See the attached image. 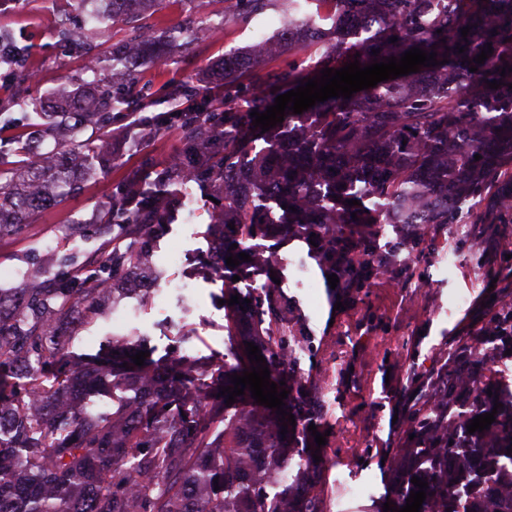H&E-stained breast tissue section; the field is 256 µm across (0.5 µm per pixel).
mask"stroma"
Masks as SVG:
<instances>
[{"instance_id":"obj_1","label":"stroma","mask_w":512,"mask_h":512,"mask_svg":"<svg viewBox=\"0 0 512 512\" xmlns=\"http://www.w3.org/2000/svg\"><path fill=\"white\" fill-rule=\"evenodd\" d=\"M287 13L288 0H271L251 16L230 0H211L201 10L191 0H158L151 18L155 33L165 36L180 28L188 31V38L167 60L135 71L137 85L157 88L158 93L130 95L120 104L113 126L114 163L93 176L75 168L73 197L46 209L20 233L0 238V292H13L38 271L53 277L65 266L84 270L95 265L112 239L111 226L100 222L101 213L113 205L127 206L121 187L129 175L165 189L175 198L174 217L152 229L149 247L160 282L191 279L188 297L165 294L122 324L114 323L111 306H104L95 318L72 324V354L93 355L111 339L126 337L162 365L182 352L188 335L194 343L191 355L201 366L218 362L229 370L247 362V343L267 350L265 329L279 326L288 341L307 347L298 364L279 372L288 393L284 408L295 416L284 456L293 465L314 461L323 512H384V503L397 502L406 474L416 473L423 480L429 476L422 459L411 453L415 413L438 401L467 414L495 405L494 398L450 389L448 377L471 372L473 357L464 350L449 356L448 339L485 309L504 307L505 288L493 285L492 273L477 259L481 245L496 243L503 254L499 268L512 270V223L487 219L483 207L463 200L459 223L422 225L413 246L399 247L402 225H369L374 265L363 271V288L348 296L343 310L336 309L337 293L329 285L327 269L303 233H284L279 224L266 225L243 243L254 258L243 276L257 278L258 287L232 285L230 269L223 279L213 280L204 238L221 207L209 200L205 184L172 174L169 164L182 147L176 115L189 103L161 94L159 88L187 81L213 104L241 110L258 94L282 91L280 76L288 67L284 55L255 61L230 85L215 79L214 70L225 53L280 30ZM63 22L87 26L91 19L74 0H27L21 9L10 2L0 6V31L34 50L35 88L47 105L64 80L95 93L111 89L112 53L125 38L120 31L76 49L61 36ZM89 54L97 61L92 74L84 64ZM147 116H161L165 122L158 128L140 126ZM13 124L23 141L1 139V153L14 155L24 145L42 153L56 148L48 115L18 111ZM131 137L140 140V148H129ZM188 199L195 203L191 217L183 209ZM173 250L184 253L182 263L171 264ZM447 252L454 253L455 265L444 262ZM287 258L304 264L317 287L309 298L295 288L277 290L274 308H267L260 302L267 294L263 284L287 276ZM235 294L251 299V309L231 304ZM317 431L325 434V445L316 444ZM345 484H365L369 490L346 498L341 492Z\"/></svg>"}]
</instances>
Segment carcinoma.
<instances>
[{"instance_id": "obj_1", "label": "carcinoma", "mask_w": 512, "mask_h": 512, "mask_svg": "<svg viewBox=\"0 0 512 512\" xmlns=\"http://www.w3.org/2000/svg\"><path fill=\"white\" fill-rule=\"evenodd\" d=\"M94 16L110 23L96 28L104 34L136 15L143 20L126 43L134 44L112 64V75L127 76L137 66L156 63L160 52L180 36L159 39L147 22L157 0H79ZM334 9V37L323 40L320 30L299 19L288 0V21L269 46L235 51L224 57V82L232 83L248 70L251 56L296 55L305 48L323 49L303 72L288 63L282 82L293 90L328 67L340 69L359 60L369 65L399 58L413 47L437 52L439 64L419 72L382 81L348 99L332 97L295 114L267 132L252 124L250 112H220L206 98H197L189 85L169 93L195 100L178 115L183 134V163H171L182 177L207 182L224 193V212L215 218L223 257H236L242 239L267 224L259 206L238 198L231 175L250 173L259 193L286 206L288 225L299 224L316 234V250L326 267L336 266V234L357 233L352 224H377V218L355 211L346 200L375 197L383 202L387 224H456L457 201L491 203L496 214L512 204V0H321ZM470 27L467 37L461 29ZM357 35L355 42L348 38ZM397 37L391 42V37ZM493 48L485 62H474L482 50ZM380 50L373 56L374 50ZM32 48H19L0 32V65L17 70L24 88L11 105L40 112L42 98L28 84L33 74L28 61ZM448 60L442 65L440 61ZM478 71H470V67ZM500 82L497 89L488 83ZM85 98L67 84L59 87L58 114L63 126L59 146L70 161L96 170V163L115 160L112 124L116 100L101 98L96 111L84 112ZM99 135L80 139L87 119ZM253 135L271 142L288 136V158L256 155L239 165L244 143ZM480 155L482 159L475 160ZM75 187L67 172L48 164L42 154L11 162L0 156V235L32 224L45 209L68 200ZM126 195L140 201L136 209H109L106 225L117 227L112 246L94 275L66 271L51 279L0 292V512H280L272 507L267 480H246L240 469L253 456L266 467L281 464L279 425L267 420L258 436L234 433L235 443L219 448L209 442L216 405L205 402L207 388L194 382L195 364L188 356L174 359L163 370L143 365L125 368L112 347L88 362L77 363L63 379L44 388L24 380V368L55 371L69 357L68 327L63 318L86 319L100 310L99 299L110 291L113 277L139 263L147 254L144 236L154 224L166 223L169 198L163 190H146L139 179L124 184ZM357 219H352V216ZM234 223L236 235L223 230ZM270 378L284 337L268 329ZM152 378L155 396L132 407L124 402L104 416L80 409L82 392L99 385L137 386ZM489 431L504 433L508 443L495 439L471 447L470 460L492 464L486 492L500 493V474L512 479V398L504 401ZM454 447L413 448L415 455L432 456L436 476L429 489L435 508L448 512V456ZM310 465L300 464L296 486L299 512H320L319 493Z\"/></svg>"}]
</instances>
